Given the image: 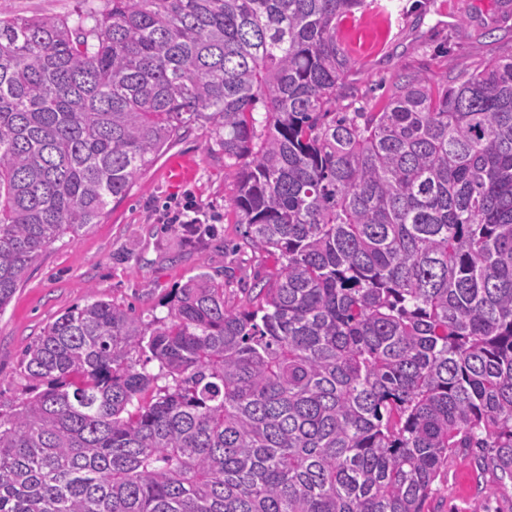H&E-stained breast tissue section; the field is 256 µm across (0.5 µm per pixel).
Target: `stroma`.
<instances>
[{
  "instance_id": "obj_1",
  "label": "stroma",
  "mask_w": 512,
  "mask_h": 512,
  "mask_svg": "<svg viewBox=\"0 0 512 512\" xmlns=\"http://www.w3.org/2000/svg\"><path fill=\"white\" fill-rule=\"evenodd\" d=\"M354 65L336 102L340 112H376L398 76H457L512 54V0H377L340 26ZM224 153L204 130L186 131L141 175L130 195L77 234H65L29 268L0 312V406L25 398L21 361L42 328L89 298L128 305L143 322L165 317L173 288L199 272L224 284V302L245 304V286L275 278L278 255L244 239ZM191 198L212 226L194 235L163 221L164 208ZM473 456L449 459L426 512H512V485L492 473L475 483Z\"/></svg>"
}]
</instances>
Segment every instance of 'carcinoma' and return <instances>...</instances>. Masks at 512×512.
Wrapping results in <instances>:
<instances>
[{
    "mask_svg": "<svg viewBox=\"0 0 512 512\" xmlns=\"http://www.w3.org/2000/svg\"><path fill=\"white\" fill-rule=\"evenodd\" d=\"M364 6L0 10V311L191 126L282 260L243 309L200 272L150 323L92 299L47 325L0 414V512H424L461 450L512 483V56L338 112Z\"/></svg>",
    "mask_w": 512,
    "mask_h": 512,
    "instance_id": "carcinoma-1",
    "label": "carcinoma"
}]
</instances>
